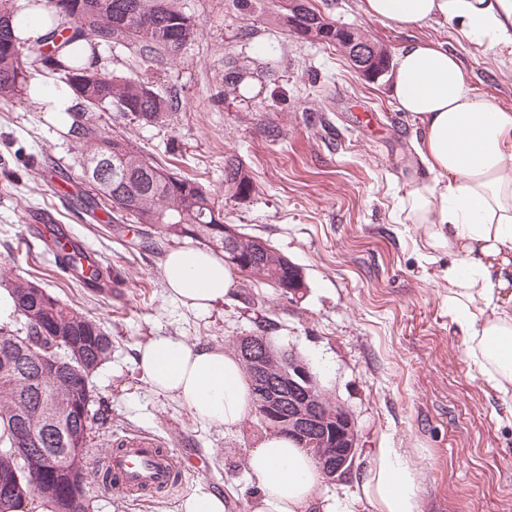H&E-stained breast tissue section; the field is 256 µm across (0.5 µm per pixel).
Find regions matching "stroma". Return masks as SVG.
Here are the masks:
<instances>
[{
    "label": "stroma",
    "mask_w": 512,
    "mask_h": 512,
    "mask_svg": "<svg viewBox=\"0 0 512 512\" xmlns=\"http://www.w3.org/2000/svg\"><path fill=\"white\" fill-rule=\"evenodd\" d=\"M197 23L176 60L148 66L103 47V69L148 80L177 100L163 124L113 110L94 114L147 156L197 179L226 223L257 237L301 271L303 288L285 294L238 276L224 304L197 314L170 300L163 250H147L141 224H105L87 211L80 140L48 125L28 97L0 101V281L37 280L63 303L100 321L112 356L92 377L113 434L147 432L187 467L163 498L106 495L87 485L94 512H179L199 486L226 493L230 512H250L246 472L264 437L256 415L232 431L198 422L138 380L135 348L154 336H181L236 351L241 337L276 325L268 342L309 366L330 405L352 414L361 468L378 448H396L421 473L420 512H512V400H503L469 359L448 311L447 254H423L421 225L404 223L400 199L418 174L414 123L395 105L389 79L368 81L336 47L298 39L264 9L238 17L230 0H183ZM336 24L359 28L389 53L416 38L456 51L476 90L512 109V55L471 44L445 24L413 32L365 16L361 0H310ZM236 57L257 70L224 85ZM237 156L255 190L224 194V163ZM50 211L94 251L121 295L65 278L29 227Z\"/></svg>",
    "instance_id": "stroma-1"
}]
</instances>
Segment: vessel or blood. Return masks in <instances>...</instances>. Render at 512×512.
I'll return each instance as SVG.
<instances>
[{
	"instance_id": "vessel-or-blood-1",
	"label": "vessel or blood",
	"mask_w": 512,
	"mask_h": 512,
	"mask_svg": "<svg viewBox=\"0 0 512 512\" xmlns=\"http://www.w3.org/2000/svg\"><path fill=\"white\" fill-rule=\"evenodd\" d=\"M42 222L49 227L47 239L55 245L59 257L79 249L80 243L68 227L54 223L51 214H44ZM97 464L111 471L113 491L128 498L139 497L165 484L183 467L181 459L163 449L157 438L129 431L113 435L110 449L103 453Z\"/></svg>"
}]
</instances>
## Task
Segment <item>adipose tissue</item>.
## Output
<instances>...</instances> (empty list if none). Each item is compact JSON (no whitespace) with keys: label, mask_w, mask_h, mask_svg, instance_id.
Wrapping results in <instances>:
<instances>
[{"label":"adipose tissue","mask_w":512,"mask_h":512,"mask_svg":"<svg viewBox=\"0 0 512 512\" xmlns=\"http://www.w3.org/2000/svg\"><path fill=\"white\" fill-rule=\"evenodd\" d=\"M365 14L408 31L444 21L487 51L512 52V0H363ZM392 97L414 121L412 145L425 177L411 181L401 211L424 227V246L448 252V308L468 355L491 388L512 394V110L477 93L455 53L411 40L393 61ZM46 119L66 131L78 102L57 75L28 88ZM162 271L186 307L223 303L236 285L222 254L199 246L169 251ZM149 389L199 422L239 427L253 405L239 357L223 346L157 336L137 350ZM256 482L251 512H337L312 456L282 434L266 435L247 456ZM419 471L394 448L376 449L362 480L370 512H419Z\"/></svg>","instance_id":"1"}]
</instances>
